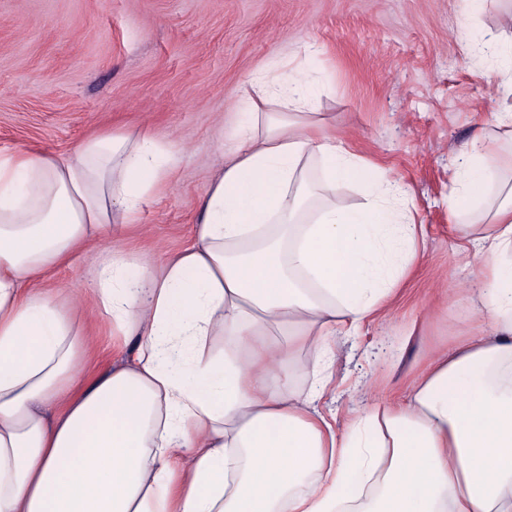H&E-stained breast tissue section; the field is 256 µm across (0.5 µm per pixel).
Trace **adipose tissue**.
Masks as SVG:
<instances>
[{
    "label": "adipose tissue",
    "instance_id": "ef3b65f1",
    "mask_svg": "<svg viewBox=\"0 0 512 512\" xmlns=\"http://www.w3.org/2000/svg\"><path fill=\"white\" fill-rule=\"evenodd\" d=\"M314 96L303 67L263 65L194 243L157 269L100 259L94 298L140 343L87 382L86 329L38 284L133 223L178 147L141 129L66 157L0 149V512H512V154L476 134L448 194L471 219L468 290L491 336L436 352L405 400L340 434L313 407L330 338L382 315L419 259L418 226L403 184L303 123ZM357 179L364 204L337 203ZM223 335L219 359L208 339ZM305 352L302 393L289 365ZM181 353L185 377L165 364Z\"/></svg>",
    "mask_w": 512,
    "mask_h": 512
}]
</instances>
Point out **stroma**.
<instances>
[{"label":"stroma","instance_id":"1","mask_svg":"<svg viewBox=\"0 0 512 512\" xmlns=\"http://www.w3.org/2000/svg\"><path fill=\"white\" fill-rule=\"evenodd\" d=\"M467 0H0V149L59 156L111 129L180 145L173 181L115 238L97 237L40 284L71 305L91 295L113 245L161 265L192 244L200 203L224 163L220 129L240 117L256 70L305 63L328 131L412 191L421 262L397 282L382 318L332 338L328 393L317 403L346 430L402 397L433 353L489 327L466 292L479 265L462 251L448 192L463 144L498 107L466 46L463 20L512 35V0L468 16ZM318 53L305 55L304 44ZM88 379L127 363L137 337L85 308Z\"/></svg>","mask_w":512,"mask_h":512}]
</instances>
